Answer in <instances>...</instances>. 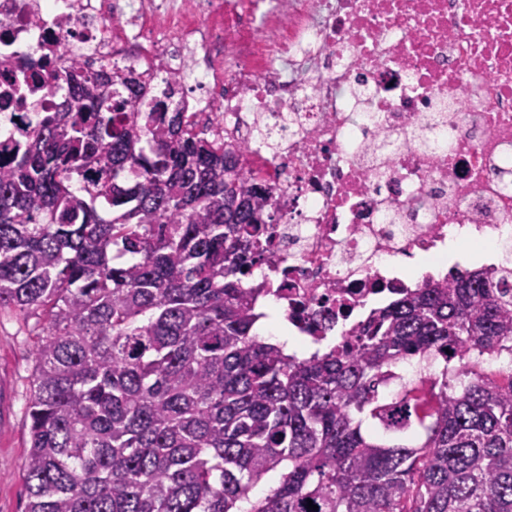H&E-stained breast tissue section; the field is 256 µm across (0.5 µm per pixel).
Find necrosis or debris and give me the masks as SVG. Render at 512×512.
Segmentation results:
<instances>
[{
    "label": "necrosis or debris",
    "mask_w": 512,
    "mask_h": 512,
    "mask_svg": "<svg viewBox=\"0 0 512 512\" xmlns=\"http://www.w3.org/2000/svg\"><path fill=\"white\" fill-rule=\"evenodd\" d=\"M190 45L187 119L273 187L257 277L312 344L405 287L402 259L447 265L449 235L512 246V0H0V138L50 92L10 94L24 58L170 77Z\"/></svg>",
    "instance_id": "4bbe7bcc"
}]
</instances>
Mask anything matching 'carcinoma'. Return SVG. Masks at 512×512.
<instances>
[{"instance_id":"1","label":"carcinoma","mask_w":512,"mask_h":512,"mask_svg":"<svg viewBox=\"0 0 512 512\" xmlns=\"http://www.w3.org/2000/svg\"><path fill=\"white\" fill-rule=\"evenodd\" d=\"M105 69L0 141V309L37 319L27 512H512V286L426 277L307 357L256 325L244 149ZM437 359L396 396L393 370ZM277 482L260 497L268 475Z\"/></svg>"}]
</instances>
